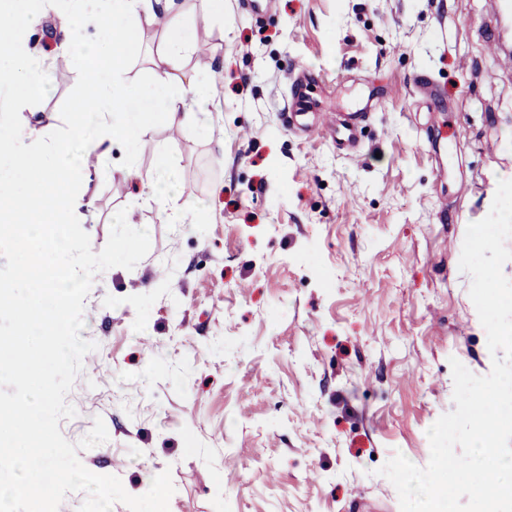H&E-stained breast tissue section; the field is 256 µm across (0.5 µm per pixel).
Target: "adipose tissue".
<instances>
[{
    "instance_id": "1",
    "label": "adipose tissue",
    "mask_w": 512,
    "mask_h": 512,
    "mask_svg": "<svg viewBox=\"0 0 512 512\" xmlns=\"http://www.w3.org/2000/svg\"><path fill=\"white\" fill-rule=\"evenodd\" d=\"M51 11L57 14L55 50L76 60L80 95L68 129L48 140L31 117L42 92L38 75L49 57L31 43L29 31ZM160 20L165 29L153 76L134 86L125 62L138 51L142 28ZM85 23L98 29L87 48L78 36ZM196 42V28L185 23L175 0H0V93L10 95V114L0 116V184L25 171L42 173L38 186L13 195L10 213L0 214V242L19 258L30 284L31 300L16 318L34 340L71 328L73 304L90 285L75 269L70 243L81 225L95 220L89 189L113 146L124 144L134 154L138 133L149 122L212 138L210 114L200 104L215 89L206 73L183 64ZM63 181L70 191L54 193Z\"/></svg>"
}]
</instances>
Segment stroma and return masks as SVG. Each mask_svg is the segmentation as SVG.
I'll return each instance as SVG.
<instances>
[{
    "label": "stroma",
    "instance_id": "stroma-1",
    "mask_svg": "<svg viewBox=\"0 0 512 512\" xmlns=\"http://www.w3.org/2000/svg\"><path fill=\"white\" fill-rule=\"evenodd\" d=\"M183 2L185 66L215 72L214 138L148 124L134 159L146 180L173 162L208 219L164 223L114 147L72 243L95 278L81 336L96 348L60 430L76 443L102 418L109 439L82 464L132 495L170 471L169 512H400L378 468L428 464L427 431L455 408L451 359L492 368L459 261L512 173V69L485 46L498 0H224L210 24ZM301 75L328 122L360 113L356 149L289 131ZM41 81V108L66 117L75 60ZM413 83L415 87L421 91L431 102L432 112H445V106L442 103V97L438 93L435 82L426 74H418L415 76Z\"/></svg>",
    "mask_w": 512,
    "mask_h": 512
}]
</instances>
